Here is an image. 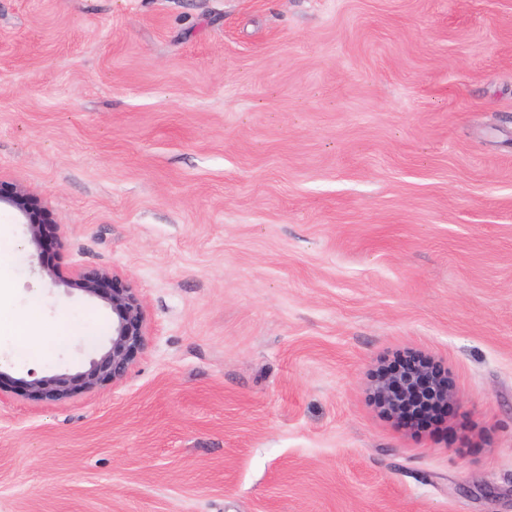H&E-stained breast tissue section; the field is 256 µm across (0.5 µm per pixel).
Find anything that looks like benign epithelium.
<instances>
[{"mask_svg":"<svg viewBox=\"0 0 512 512\" xmlns=\"http://www.w3.org/2000/svg\"><path fill=\"white\" fill-rule=\"evenodd\" d=\"M15 209L27 224V244L41 254L44 249L42 225L49 223L48 214L32 208L29 192L21 187L7 194L0 193V204ZM64 285L101 300L112 308V336L100 353L90 360L89 369L82 374L58 373L38 377L30 373L27 392L36 398L59 400L72 393L74 382L80 381L86 390H95L122 380L144 345L146 317L135 288L108 269L93 274L76 272L64 280ZM433 384L413 374L403 380L395 379L380 386L385 400L401 404L421 399Z\"/></svg>","mask_w":512,"mask_h":512,"instance_id":"benign-epithelium-1","label":"benign epithelium"}]
</instances>
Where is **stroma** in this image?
<instances>
[{
    "instance_id": "stroma-1",
    "label": "stroma",
    "mask_w": 512,
    "mask_h": 512,
    "mask_svg": "<svg viewBox=\"0 0 512 512\" xmlns=\"http://www.w3.org/2000/svg\"><path fill=\"white\" fill-rule=\"evenodd\" d=\"M0 187L147 330L87 371L100 300L0 272V512H512V0H0ZM406 352L454 418L370 399ZM44 276L61 281L70 289L101 300L112 308V336L100 353L90 360L89 369L82 374L58 373L38 377L30 373L27 392L36 398L59 400L72 393L74 382L80 381L85 390H95L122 380L144 345L146 317L135 288L108 269L93 274L76 272L68 279L49 265L42 266ZM9 290V283L2 278L0 272V333L4 327L11 331L16 343L24 352L36 351L40 344L37 336H45L35 331L30 322L14 315L4 304Z\"/></svg>"
}]
</instances>
